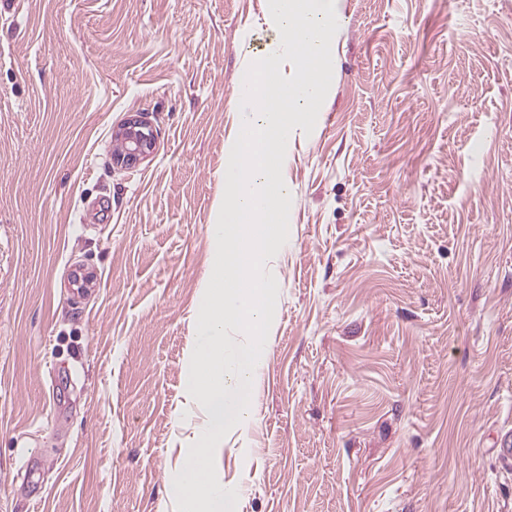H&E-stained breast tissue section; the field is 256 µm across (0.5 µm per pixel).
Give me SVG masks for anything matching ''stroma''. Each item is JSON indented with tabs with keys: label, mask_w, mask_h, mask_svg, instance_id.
Returning <instances> with one entry per match:
<instances>
[{
	"label": "stroma",
	"mask_w": 512,
	"mask_h": 512,
	"mask_svg": "<svg viewBox=\"0 0 512 512\" xmlns=\"http://www.w3.org/2000/svg\"><path fill=\"white\" fill-rule=\"evenodd\" d=\"M337 19L217 477L241 512H512V0ZM273 36L268 0H0V512H175L242 51ZM120 149L113 160L121 165H132L153 148V138L146 126L137 118L130 119L118 135Z\"/></svg>",
	"instance_id": "1"
}]
</instances>
